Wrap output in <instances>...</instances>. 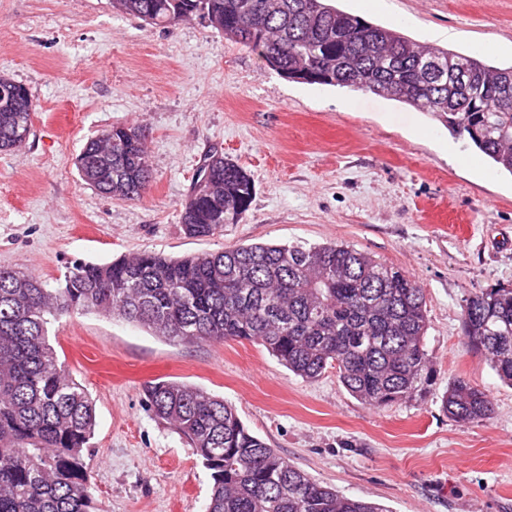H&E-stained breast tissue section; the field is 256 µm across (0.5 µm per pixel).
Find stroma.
Listing matches in <instances>:
<instances>
[{
	"label": "stroma",
	"instance_id": "1",
	"mask_svg": "<svg viewBox=\"0 0 512 512\" xmlns=\"http://www.w3.org/2000/svg\"><path fill=\"white\" fill-rule=\"evenodd\" d=\"M411 39L512 65V0H337ZM0 74L30 91L32 133L0 152V267L60 276L65 261L155 251L183 257L253 243L354 246L424 291L436 381L383 410L329 371L306 381L262 346L174 344L119 317L52 328L90 393L86 482L98 512H205L212 479L142 392L160 379L224 397L269 447L319 482L389 512H512V387L462 333L465 299L512 287V175L432 116L375 94L288 80L202 20L150 26L110 0H0ZM143 125L153 179L119 200L75 160L103 130ZM224 153L253 178L238 222L187 237L181 203ZM462 377L494 405L462 426L441 408Z\"/></svg>",
	"mask_w": 512,
	"mask_h": 512
}]
</instances>
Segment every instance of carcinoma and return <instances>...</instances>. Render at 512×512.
<instances>
[{
    "label": "carcinoma",
    "mask_w": 512,
    "mask_h": 512,
    "mask_svg": "<svg viewBox=\"0 0 512 512\" xmlns=\"http://www.w3.org/2000/svg\"><path fill=\"white\" fill-rule=\"evenodd\" d=\"M159 26L200 19L278 73L349 87L430 113L512 175V67L409 39L341 11L333 0H111ZM0 151L28 141L35 111L26 87H0ZM146 131L112 127L76 157L82 181L138 200L153 178ZM248 172L205 158L181 204L189 238L237 222L254 195ZM75 312L116 315L179 343L249 341L307 380L336 370L343 387L377 409L412 401L434 383L426 300L417 281L343 243H253L178 258L144 251L107 263L76 260L50 284L0 268V512H95L85 480L94 402L65 369L48 325ZM467 343L512 385V287L465 300ZM155 417L210 471L205 512H386L293 466L254 434L224 398L184 382L145 387ZM466 426L492 418L487 393L459 377L442 398Z\"/></svg>",
    "instance_id": "1"
}]
</instances>
